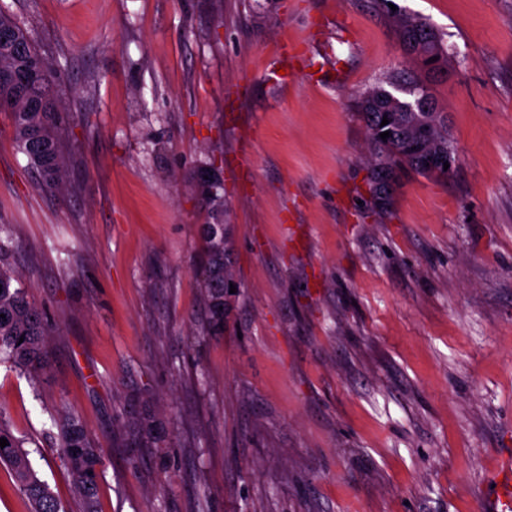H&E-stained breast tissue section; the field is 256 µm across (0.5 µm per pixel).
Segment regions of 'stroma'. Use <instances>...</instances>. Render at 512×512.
Returning <instances> with one entry per match:
<instances>
[{
    "instance_id": "35a3bbf8",
    "label": "stroma",
    "mask_w": 512,
    "mask_h": 512,
    "mask_svg": "<svg viewBox=\"0 0 512 512\" xmlns=\"http://www.w3.org/2000/svg\"><path fill=\"white\" fill-rule=\"evenodd\" d=\"M77 111L63 194L0 112V261L56 330L0 420L63 512H480L512 447V0H0ZM446 68L411 69L395 13ZM289 70L282 80L280 70ZM413 70L458 161L373 208L357 102ZM224 178L236 292L204 333L184 177ZM159 440L142 439L144 408ZM400 38L404 52L424 67L436 68L447 64V55L441 38L434 28L424 19L410 16L397 18ZM437 57L434 62L430 58ZM59 450L83 498V512H98L94 486L102 465V455L87 439L79 419L64 413L54 419ZM92 471V474H88Z\"/></svg>"
}]
</instances>
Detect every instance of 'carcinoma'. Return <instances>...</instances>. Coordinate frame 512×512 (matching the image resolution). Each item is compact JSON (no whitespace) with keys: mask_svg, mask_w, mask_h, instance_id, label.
Instances as JSON below:
<instances>
[{"mask_svg":"<svg viewBox=\"0 0 512 512\" xmlns=\"http://www.w3.org/2000/svg\"><path fill=\"white\" fill-rule=\"evenodd\" d=\"M404 52L418 63L433 68L447 63L442 40L424 19L410 16L397 18ZM19 33L25 55L35 58L43 71V82L26 93L0 83V112L10 114L15 142L26 156L29 167L38 174V186L59 192L65 184L66 161L60 133L70 120L61 104L59 70L35 46L27 31L12 16L0 10V29ZM434 62H429V59ZM389 87L376 85L360 98L359 111L365 122L370 149L371 179L386 167L398 172L409 170L427 177L448 175L444 167L429 168L423 158L428 153L448 149L453 143L448 120L430 106L426 88L414 77L404 74L387 81ZM39 97L42 105L30 107V99ZM389 123L381 125L383 119ZM388 131L390 137L381 139ZM190 187L206 202L214 223L203 225L202 288L209 310V329L224 332V289L230 287L234 271L227 257L228 237L224 224V188L216 178L205 173L192 174ZM53 326L46 313L28 298L16 273L0 265V362L37 376L50 364L49 336ZM59 450L83 498V512H97L94 486L102 465V455L87 439L79 419L64 413L54 419ZM158 419L146 410L137 419V427L147 439L155 438ZM0 438L8 445L0 447V462L13 472L19 491L28 500L30 512H60L61 507L48 485L34 471L28 455L8 427L0 422Z\"/></svg>","mask_w":512,"mask_h":512,"instance_id":"obj_1","label":"carcinoma"}]
</instances>
